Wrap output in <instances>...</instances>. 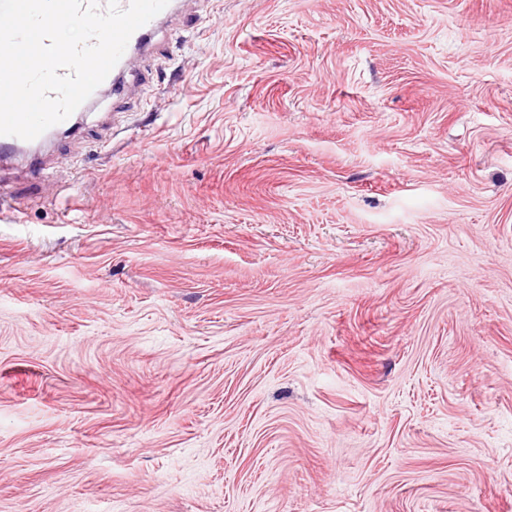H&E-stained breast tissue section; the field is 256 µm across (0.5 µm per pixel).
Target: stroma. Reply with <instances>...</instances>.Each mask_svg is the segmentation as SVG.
Masks as SVG:
<instances>
[{
	"mask_svg": "<svg viewBox=\"0 0 512 512\" xmlns=\"http://www.w3.org/2000/svg\"><path fill=\"white\" fill-rule=\"evenodd\" d=\"M0 164V512H512V0H180ZM176 0H169L168 5L148 23L137 29L129 39L125 52L117 65L111 70L106 79L95 89L90 97L84 101L65 121L58 123L38 138L26 141L14 136H0V159L1 161L6 158L18 156L24 147H36L42 145L48 139L49 135L55 131L69 130L76 125L77 115L83 112L88 103L98 94L99 90L106 86L112 85V89L116 85V77L114 73L121 71L126 65L127 61L131 58L132 54L146 45L147 37L155 31L157 26L163 21L170 18L176 10Z\"/></svg>",
	"mask_w": 512,
	"mask_h": 512,
	"instance_id": "35a3bbf8",
	"label": "stroma"
}]
</instances>
